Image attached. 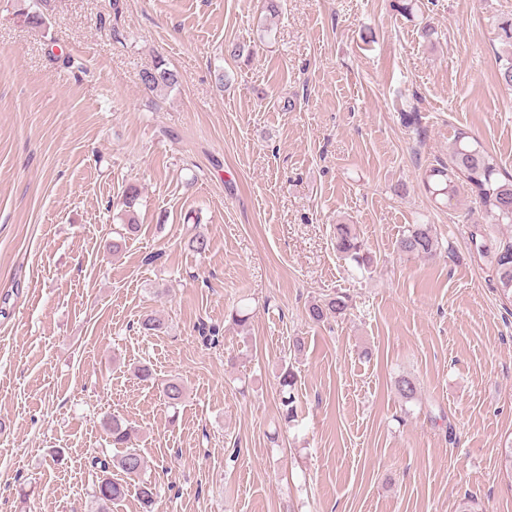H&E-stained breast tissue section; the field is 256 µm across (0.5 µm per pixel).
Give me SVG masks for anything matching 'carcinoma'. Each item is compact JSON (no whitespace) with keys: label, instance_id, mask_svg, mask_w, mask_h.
Here are the masks:
<instances>
[{"label":"carcinoma","instance_id":"cac0c4a2","mask_svg":"<svg viewBox=\"0 0 512 512\" xmlns=\"http://www.w3.org/2000/svg\"><path fill=\"white\" fill-rule=\"evenodd\" d=\"M52 8V0H33V10L22 13L24 20L34 26L45 25ZM142 82L151 91L162 92L173 88L179 82L178 73L159 60L142 72ZM427 182L435 186V191L453 198L465 189L474 197L484 223L473 225L471 242L481 255L492 256L496 275L502 285L503 294L512 299V235H496L505 224H512V174L499 177V170L493 155L471 139L469 132L458 128L454 132L452 151L448 161H439L428 170ZM334 239L336 251L355 262L359 267L371 264V256L364 242L352 224H338ZM439 241L432 225L410 224L397 241V250L407 255H431L438 249ZM350 304L348 297L335 294L318 300L308 307L309 319L321 323L329 317L346 314ZM295 373L288 369L280 377L279 397L282 415L289 423L297 417L295 397ZM400 396L412 401L417 398L418 388L413 379L402 376L395 380ZM163 399L171 406L181 402L185 386L178 378H170L160 384ZM103 430L112 438V444L124 448L117 458L110 460L92 457L91 465L99 471L93 484L91 497L97 505L96 512H111V505L122 500L129 492L127 480H135V491L143 505L144 512H153L158 497L152 482L141 478L145 468L143 456L135 448L129 447L131 429L125 421L109 414L102 418ZM120 469L127 480L112 478V469Z\"/></svg>","mask_w":512,"mask_h":512}]
</instances>
